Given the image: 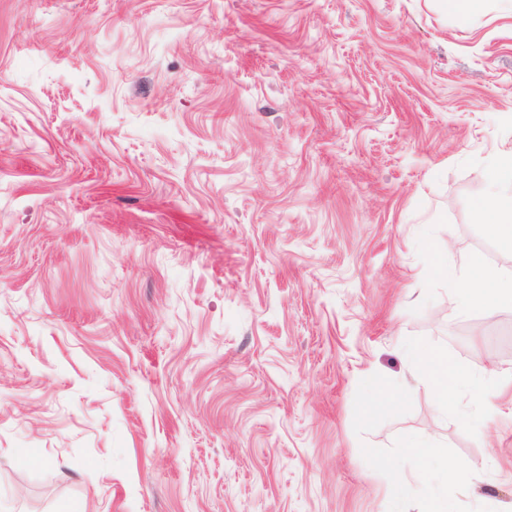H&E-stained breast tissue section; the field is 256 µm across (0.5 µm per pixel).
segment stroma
<instances>
[{"label":"stroma","mask_w":512,"mask_h":512,"mask_svg":"<svg viewBox=\"0 0 512 512\" xmlns=\"http://www.w3.org/2000/svg\"><path fill=\"white\" fill-rule=\"evenodd\" d=\"M510 145L498 0H0V512H512ZM490 190L479 205L485 224L507 247L512 248V147L500 151L489 172ZM471 268L477 270L482 285H465L456 288L457 304L463 309H493L512 307V275L503 274L487 267L480 258L470 260ZM414 361L423 371L436 405L441 409L456 410L463 391L471 393L479 404L478 415H489L497 409V400L508 395L512 389V372L499 373L494 380V389L486 390V380L464 369L448 363L441 354H428L420 348L413 351Z\"/></svg>","instance_id":"35a3bbf8"}]
</instances>
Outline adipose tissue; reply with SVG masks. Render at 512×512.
Returning a JSON list of instances; mask_svg holds the SVG:
<instances>
[{"mask_svg":"<svg viewBox=\"0 0 512 512\" xmlns=\"http://www.w3.org/2000/svg\"><path fill=\"white\" fill-rule=\"evenodd\" d=\"M490 190L479 205L492 232L507 247L512 248V147L502 150L489 172ZM471 268L480 274L481 282L466 285L456 291V301L464 309L512 307V275L487 267L480 258L470 260ZM413 357L423 371L435 403L442 409L457 408L462 393H471L479 404L480 415L486 416L497 408L500 397L512 393V372L497 375L494 383L451 365L447 357L428 354L417 349Z\"/></svg>","mask_w":512,"mask_h":512,"instance_id":"ef3b65f1","label":"adipose tissue"}]
</instances>
